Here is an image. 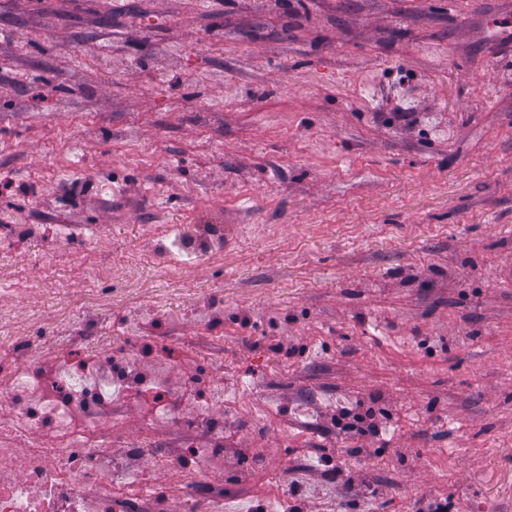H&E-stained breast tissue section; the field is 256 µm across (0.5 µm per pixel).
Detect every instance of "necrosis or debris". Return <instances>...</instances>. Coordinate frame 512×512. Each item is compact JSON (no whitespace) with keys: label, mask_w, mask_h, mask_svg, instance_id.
I'll list each match as a JSON object with an SVG mask.
<instances>
[{"label":"necrosis or debris","mask_w":512,"mask_h":512,"mask_svg":"<svg viewBox=\"0 0 512 512\" xmlns=\"http://www.w3.org/2000/svg\"><path fill=\"white\" fill-rule=\"evenodd\" d=\"M224 248V227L199 226L188 240L178 226L150 255L162 268L178 257H203ZM99 319L37 328L0 311V397L14 412L0 416V512H224V484L212 475L219 448H200L201 437L224 434V389L198 400L195 373L172 387L144 372L182 345L179 336H144L129 359H118ZM51 343L49 357L37 347ZM142 407L143 431L131 454L164 471L167 494H158L148 471L114 457L122 413ZM194 414H187V407ZM184 428L181 440L170 430ZM181 453H174L173 444Z\"/></svg>","instance_id":"obj_1"}]
</instances>
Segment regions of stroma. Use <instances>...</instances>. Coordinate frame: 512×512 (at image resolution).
I'll use <instances>...</instances> for the list:
<instances>
[{
	"label": "stroma",
	"mask_w": 512,
	"mask_h": 512,
	"mask_svg": "<svg viewBox=\"0 0 512 512\" xmlns=\"http://www.w3.org/2000/svg\"><path fill=\"white\" fill-rule=\"evenodd\" d=\"M511 50L512 0H0V306L47 272L91 317L101 265L113 335L223 314L234 512L283 474L325 512V455L376 483L350 512H512ZM201 224L222 253L127 266ZM363 405L379 435L327 429Z\"/></svg>",
	"instance_id": "obj_1"
}]
</instances>
